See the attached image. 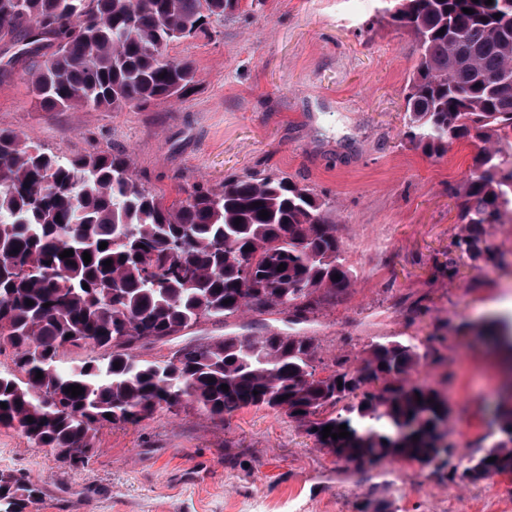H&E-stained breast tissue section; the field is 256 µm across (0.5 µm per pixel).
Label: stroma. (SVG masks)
I'll return each mask as SVG.
<instances>
[{
    "label": "stroma",
    "mask_w": 512,
    "mask_h": 512,
    "mask_svg": "<svg viewBox=\"0 0 512 512\" xmlns=\"http://www.w3.org/2000/svg\"><path fill=\"white\" fill-rule=\"evenodd\" d=\"M382 0H264L213 35L172 43L196 82L177 100L120 111L40 110L22 74L0 81V128L62 158L129 151L134 171L166 202L231 174H279L308 185L336 211L349 288L299 333L318 367H358L366 345L404 339L436 350L424 380L448 402L455 464L493 433L512 359L479 336L484 306L512 298V223L488 231L491 252L470 261L448 189L476 149L430 156L405 136L404 94L414 36L392 25ZM457 265L456 276L447 268ZM285 330L282 314L246 312L204 323L191 337ZM25 474L44 494L26 512H512V476L452 482L433 467L387 459L357 470L320 450L288 418L244 407L225 421L196 409L104 424L85 466L0 429V475Z\"/></svg>",
    "instance_id": "obj_1"
}]
</instances>
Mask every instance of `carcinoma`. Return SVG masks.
Masks as SVG:
<instances>
[{"label":"carcinoma","mask_w":512,"mask_h":512,"mask_svg":"<svg viewBox=\"0 0 512 512\" xmlns=\"http://www.w3.org/2000/svg\"><path fill=\"white\" fill-rule=\"evenodd\" d=\"M385 2L418 47L405 97L409 139L438 156L471 135L483 143L454 192L464 226L455 246L477 261L490 251L487 229L512 214V0ZM262 3L0 0V77L42 58L25 79L47 112L178 99L195 68L169 59L168 46ZM69 249L73 255L60 258ZM351 276L334 210L285 177L230 175L168 205L124 152L62 160L0 129V347L13 350L12 366L0 369V428L78 467L104 423L136 424L163 407L222 421L263 406L359 467L398 458L444 470L456 452L446 443L448 403L431 384L411 381L427 354L408 341L372 342L361 366L337 359L325 376L317 373L314 340L290 332L188 342L161 362L135 354L246 311H286L289 323H303ZM72 348L93 356L63 369ZM71 385L83 393L65 392ZM343 424L350 436H322L323 427L337 433ZM494 434L452 478L512 474V403L498 410ZM43 494L29 476L0 477V512H22Z\"/></svg>","instance_id":"obj_1"}]
</instances>
